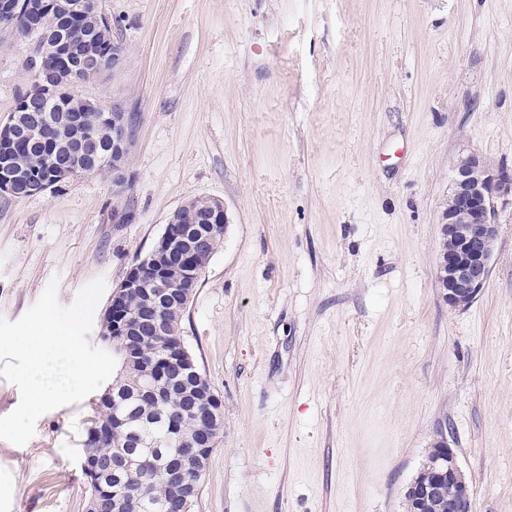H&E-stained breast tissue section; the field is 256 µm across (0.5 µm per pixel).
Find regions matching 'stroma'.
Wrapping results in <instances>:
<instances>
[{
  "label": "stroma",
  "mask_w": 512,
  "mask_h": 512,
  "mask_svg": "<svg viewBox=\"0 0 512 512\" xmlns=\"http://www.w3.org/2000/svg\"><path fill=\"white\" fill-rule=\"evenodd\" d=\"M123 45L82 96L139 115L102 172L0 196V317L50 280L126 278L170 216L223 202L179 334L224 406L195 512H405L446 431L474 512H512V199L477 299L437 282L460 154L512 168V0H102ZM32 40L0 32V123ZM101 398L0 440V512H85Z\"/></svg>",
  "instance_id": "1"
}]
</instances>
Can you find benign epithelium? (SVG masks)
<instances>
[{"instance_id":"1","label":"benign epithelium","mask_w":512,"mask_h":512,"mask_svg":"<svg viewBox=\"0 0 512 512\" xmlns=\"http://www.w3.org/2000/svg\"><path fill=\"white\" fill-rule=\"evenodd\" d=\"M76 14L81 17H94L97 32L93 37L107 38L109 19L101 7L86 11L81 3ZM74 59L79 62L80 68L88 72L106 70L103 66L104 57L93 51V47L82 49L68 38L59 37L44 44L41 61L31 72V76L47 91L62 84L71 88L77 84L76 68L71 66ZM108 121L112 122V186L114 192L123 194L132 183L127 160L136 142L138 114L115 103L112 105V113L108 114ZM41 129L42 126L32 120L30 112H16L10 123L0 126V139L15 142L24 137H36L41 134ZM82 157L79 150L70 152V157L60 167L57 180L65 182L89 174L90 170ZM45 190L46 186L35 184L26 179L23 173L14 171L8 159H0V195L21 198ZM509 195L512 196L511 169L496 167L475 153L459 156L448 201L441 216L443 241L448 243V250L438 267V282L448 306L463 308L473 302L484 288L490 275L498 237L495 200ZM203 219L194 210L184 212L179 232L172 233L170 228H165L158 242L143 256L142 264L151 267L158 274L159 287L153 289L157 306L164 305L173 295L166 283L179 282L185 285L196 275V271L188 266L175 270L170 262L173 252L179 250L190 256L200 244L210 238V231L203 224ZM140 287L142 277L137 270L132 269L112 292L107 311L112 319L120 321L118 327L124 333L129 332V320L144 322L143 316L127 312L129 294ZM175 381L189 391L205 393L204 379L187 354L182 356L180 373ZM433 452L436 454L433 469L424 472V480L415 477L409 487V491L416 495L418 501L417 512H426L424 507L429 505L430 499L443 493L445 489L448 490L447 512H473L470 486L462 475L455 450L448 445L445 432L439 433V439L433 444ZM209 453L207 445L195 441L190 442V446L184 449V456L194 462L199 473L202 472L204 460ZM148 459L147 454L121 453L114 460L112 476L118 479L131 469L140 467Z\"/></svg>"}]
</instances>
